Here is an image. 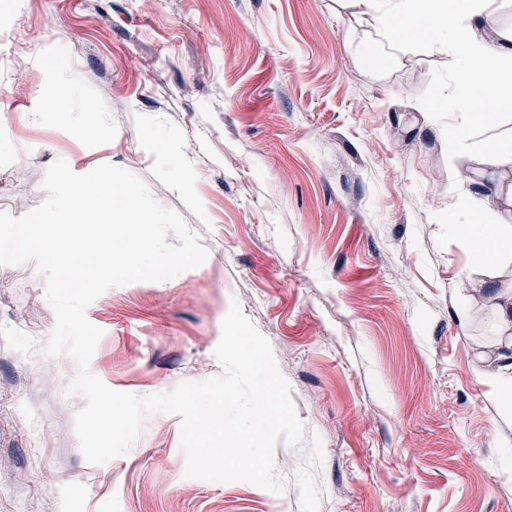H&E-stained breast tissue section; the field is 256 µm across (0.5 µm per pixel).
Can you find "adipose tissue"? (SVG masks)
Instances as JSON below:
<instances>
[{
	"label": "adipose tissue",
	"instance_id": "obj_1",
	"mask_svg": "<svg viewBox=\"0 0 512 512\" xmlns=\"http://www.w3.org/2000/svg\"><path fill=\"white\" fill-rule=\"evenodd\" d=\"M352 7L369 13L377 40L362 47L379 64L405 54L422 39L446 41L459 68L444 105L457 124L448 135L461 144L492 120L494 112H512V84L501 77L505 46L512 44V29L489 27L476 34L468 21L479 14V0H349ZM478 153L493 168L491 189L502 204L493 220L468 205L467 221L473 247L481 265L495 266L502 255H512V141L495 140L478 146Z\"/></svg>",
	"mask_w": 512,
	"mask_h": 512
}]
</instances>
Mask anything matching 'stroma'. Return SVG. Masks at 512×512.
<instances>
[{
    "label": "stroma",
    "instance_id": "35a3bbf8",
    "mask_svg": "<svg viewBox=\"0 0 512 512\" xmlns=\"http://www.w3.org/2000/svg\"><path fill=\"white\" fill-rule=\"evenodd\" d=\"M348 0H0V211L47 198L62 159L140 177L205 261L106 290L89 370L145 396L221 375L231 300L268 339L306 434L318 512H512V413L490 375L495 314L462 224L489 187L450 148L448 46L385 65ZM33 264L0 266V512H301L300 451L275 493L186 475L181 418L149 413L125 454L88 463L76 374Z\"/></svg>",
    "mask_w": 512,
    "mask_h": 512
}]
</instances>
